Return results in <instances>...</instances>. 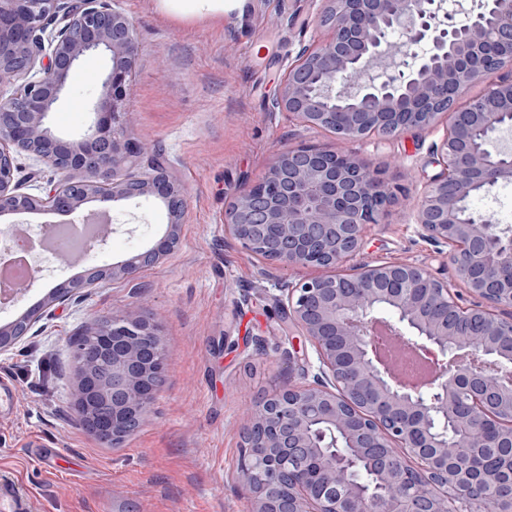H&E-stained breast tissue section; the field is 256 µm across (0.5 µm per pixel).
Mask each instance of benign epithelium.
Returning a JSON list of instances; mask_svg holds the SVG:
<instances>
[{
    "mask_svg": "<svg viewBox=\"0 0 512 512\" xmlns=\"http://www.w3.org/2000/svg\"><path fill=\"white\" fill-rule=\"evenodd\" d=\"M318 20L333 35L304 46L273 100L307 126L345 140L397 138L443 128L432 146L438 171L414 214L421 237L446 248V262L473 298L465 305L448 280L409 260L360 263L366 227L383 224L399 187L352 151L284 147L264 176L224 214V230L280 268L326 273L287 289L288 323L314 348L317 372L284 381L255 402L241 428L234 482L249 512H512V228L469 209V200L512 181V150L497 135L512 128V0H485L467 23L432 24L452 13L445 0H321ZM139 42L134 22L102 0H0V216L34 211L102 218L86 247L108 246L110 211L155 197L169 222L153 246L64 281L0 326V353L23 342L45 310L105 279L160 263L180 240L183 184L117 128ZM109 61L105 100L88 109L79 137L51 128L50 113L71 70ZM488 93L453 120L442 118L476 81ZM51 167L58 180L37 191L16 178V154ZM387 308L392 318L376 316ZM71 346L73 403L84 427L112 446L136 432L164 380L168 350L156 324L129 311L90 318ZM435 357L423 382L397 376L379 340Z\"/></svg>",
    "mask_w": 512,
    "mask_h": 512,
    "instance_id": "benign-epithelium-1",
    "label": "benign epithelium"
}]
</instances>
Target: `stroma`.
Segmentation results:
<instances>
[{"label": "stroma", "mask_w": 512, "mask_h": 512, "mask_svg": "<svg viewBox=\"0 0 512 512\" xmlns=\"http://www.w3.org/2000/svg\"><path fill=\"white\" fill-rule=\"evenodd\" d=\"M135 23L140 51L126 110L125 136L140 142L144 161L161 162L187 189L178 246L160 265L104 281L44 316L37 331L0 354V376L19 389L17 413L0 421V476L31 496L38 512H248L250 494L235 483L244 410L283 380L301 382L299 364L281 349L313 355L279 306L300 269H281L224 233V213L265 173L284 146L341 147L327 130L271 109L302 47L330 39L318 0H234L224 20L170 18L156 0H106ZM106 66L93 59L74 69L50 116L59 132L80 134L88 109L105 96ZM438 133L407 132L358 144L407 195L385 223L370 225L358 261L413 259L446 277L437 245L422 238L410 212L426 176ZM107 253L87 266L118 262L154 245L168 212L160 200L116 205ZM42 277L17 304L0 307V323L42 301L49 286L82 271L44 258ZM130 309L155 322L169 355L164 382L143 425L113 448L89 433L73 411L75 381L69 340L96 315Z\"/></svg>", "instance_id": "obj_1"}]
</instances>
